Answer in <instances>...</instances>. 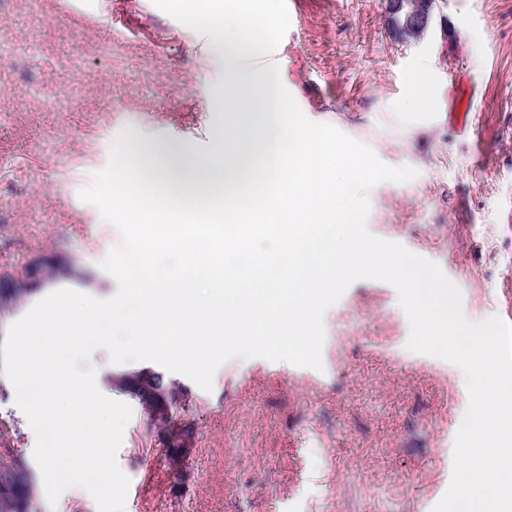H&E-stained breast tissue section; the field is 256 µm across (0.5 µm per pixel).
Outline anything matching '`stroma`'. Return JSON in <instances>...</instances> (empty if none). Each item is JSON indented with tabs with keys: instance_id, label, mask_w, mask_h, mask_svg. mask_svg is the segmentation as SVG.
<instances>
[{
	"instance_id": "1",
	"label": "stroma",
	"mask_w": 512,
	"mask_h": 512,
	"mask_svg": "<svg viewBox=\"0 0 512 512\" xmlns=\"http://www.w3.org/2000/svg\"><path fill=\"white\" fill-rule=\"evenodd\" d=\"M273 54L303 116L410 166L407 183L368 192L369 231L440 266L467 318L512 314V0H438L424 35L390 32L385 0H286ZM427 70L433 111L409 77ZM224 59L153 0H0V278L38 257L67 258L112 297L101 264L121 234L80 200L122 129L196 157L217 155ZM323 369L231 359L212 392L188 396L171 426L133 406L117 453L124 512H432L446 492L468 407L456 365L407 347L389 284L351 285L324 314ZM12 454L33 463L36 434L0 374ZM186 428L179 468L169 427Z\"/></svg>"
}]
</instances>
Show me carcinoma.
Returning a JSON list of instances; mask_svg holds the SVG:
<instances>
[{
  "label": "carcinoma",
  "instance_id": "carcinoma-1",
  "mask_svg": "<svg viewBox=\"0 0 512 512\" xmlns=\"http://www.w3.org/2000/svg\"><path fill=\"white\" fill-rule=\"evenodd\" d=\"M46 285L55 286L65 280H82V274L63 263L48 264ZM111 388L134 399L149 417L167 424L185 399L186 390L168 381L161 373L145 370L139 374L119 372L108 377ZM0 512H39L38 486L28 465L20 458L0 462Z\"/></svg>",
  "mask_w": 512,
  "mask_h": 512
}]
</instances>
